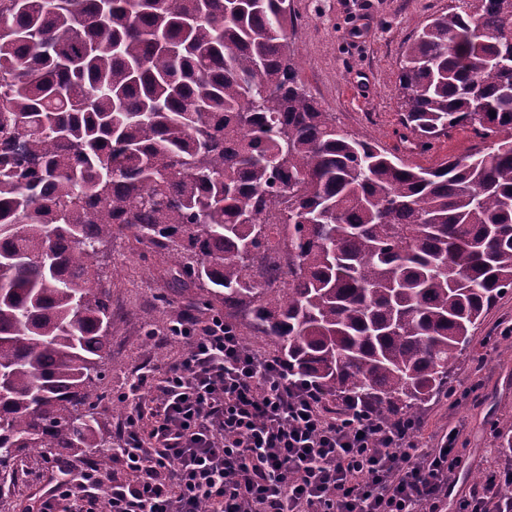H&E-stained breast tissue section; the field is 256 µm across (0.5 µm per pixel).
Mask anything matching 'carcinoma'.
Masks as SVG:
<instances>
[{
    "instance_id": "cac0c4a2",
    "label": "carcinoma",
    "mask_w": 512,
    "mask_h": 512,
    "mask_svg": "<svg viewBox=\"0 0 512 512\" xmlns=\"http://www.w3.org/2000/svg\"><path fill=\"white\" fill-rule=\"evenodd\" d=\"M297 22L292 0H0L1 478L112 447L94 398L122 270L94 259L126 229L185 314L224 304L290 378L387 422L512 289V0H455L407 45L408 153L492 139L431 166L336 127ZM493 424L512 448V409ZM491 139L482 140L469 127H460L453 130L447 139L442 138L436 142L433 148V154L429 160L422 161L424 165L433 164L438 159L444 157L459 156L470 152L475 147L486 148L490 145Z\"/></svg>"
}]
</instances>
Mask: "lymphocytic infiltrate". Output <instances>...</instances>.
<instances>
[{
  "mask_svg": "<svg viewBox=\"0 0 512 512\" xmlns=\"http://www.w3.org/2000/svg\"><path fill=\"white\" fill-rule=\"evenodd\" d=\"M176 332L186 358L151 408L132 407L111 451L124 478L91 460L49 461L38 512H443L457 431L426 443L418 422H383L361 402L329 413L223 319ZM511 488L512 467H491L457 512H499Z\"/></svg>",
  "mask_w": 512,
  "mask_h": 512,
  "instance_id": "obj_1",
  "label": "lymphocytic infiltrate"
}]
</instances>
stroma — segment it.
Segmentation results:
<instances>
[{"label":"stroma","instance_id":"obj_1","mask_svg":"<svg viewBox=\"0 0 512 512\" xmlns=\"http://www.w3.org/2000/svg\"><path fill=\"white\" fill-rule=\"evenodd\" d=\"M454 0H293L298 27L292 49L300 78L338 127L400 152V100L396 76L409 39L426 21L447 12ZM105 266L123 267L112 285V344L107 371L98 384L105 397L97 405L110 431H119L112 404L125 398L146 402L164 376L167 364L185 359L184 340L157 337L158 353L142 349L137 338L157 321H172L181 306L179 292L161 278L160 255L138 243L132 232L117 236L104 257ZM173 298L162 304L160 295ZM512 328V290L503 293L484 314L468 349L452 366L447 392L424 404L423 437L441 436L460 427L461 464L449 503L478 485L486 467L512 463L491 442L494 406H512V361L501 355L494 339ZM19 478L0 492V512H36L34 493L47 482V457L28 454Z\"/></svg>","mask_w":512,"mask_h":512}]
</instances>
